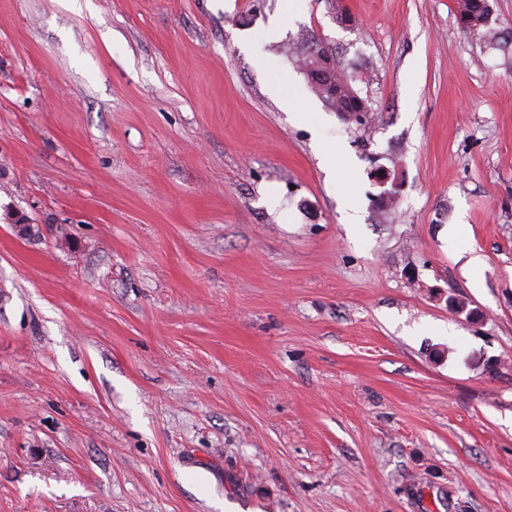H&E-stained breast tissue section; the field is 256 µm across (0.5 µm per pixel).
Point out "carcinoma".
Instances as JSON below:
<instances>
[{
	"label": "carcinoma",
	"mask_w": 512,
	"mask_h": 512,
	"mask_svg": "<svg viewBox=\"0 0 512 512\" xmlns=\"http://www.w3.org/2000/svg\"><path fill=\"white\" fill-rule=\"evenodd\" d=\"M488 0H458L457 13L461 27L478 36L488 26L490 13ZM298 62L311 82V88L326 104L339 111L348 109L349 115H367L370 112L365 100L353 89V76L346 73L336 61V52L330 43L311 37L300 49Z\"/></svg>",
	"instance_id": "obj_1"
}]
</instances>
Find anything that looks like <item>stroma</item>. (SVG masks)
Wrapping results in <instances>:
<instances>
[{
    "mask_svg": "<svg viewBox=\"0 0 512 512\" xmlns=\"http://www.w3.org/2000/svg\"><path fill=\"white\" fill-rule=\"evenodd\" d=\"M490 4L0 0V512H512ZM488 0H459L457 13L461 27L472 34L478 36L481 29L487 27L490 22V13L486 7ZM320 43L323 44L321 47L319 46ZM313 46H316V49L311 51ZM299 52L300 55L297 59L299 66L318 97L334 108L336 112L346 108L350 110L349 117L358 114L367 116L368 112H370L367 103L357 95L351 85L354 77L347 74L345 69L336 61V52L330 43L321 38L312 36L304 42ZM317 72L328 73L331 81L335 83L337 87L342 88L337 98H332L324 87L313 81V76Z\"/></svg>",
    "mask_w": 512,
    "mask_h": 512,
    "instance_id": "obj_1",
    "label": "stroma"
}]
</instances>
